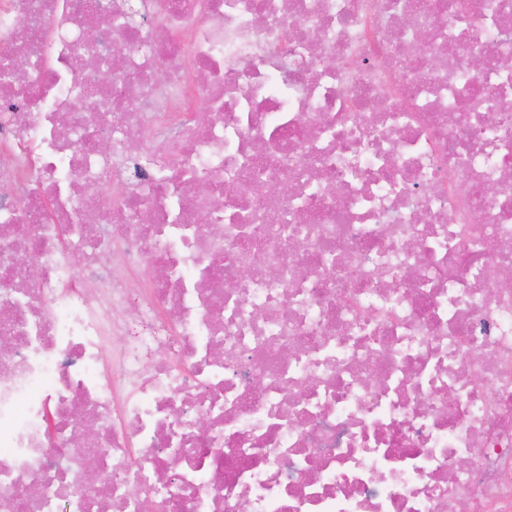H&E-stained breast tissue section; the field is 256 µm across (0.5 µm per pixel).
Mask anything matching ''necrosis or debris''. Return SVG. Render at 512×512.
Here are the masks:
<instances>
[{
	"label": "necrosis or debris",
	"mask_w": 512,
	"mask_h": 512,
	"mask_svg": "<svg viewBox=\"0 0 512 512\" xmlns=\"http://www.w3.org/2000/svg\"><path fill=\"white\" fill-rule=\"evenodd\" d=\"M458 3L0 0L7 512H512V0Z\"/></svg>",
	"instance_id": "4bbe7bcc"
}]
</instances>
